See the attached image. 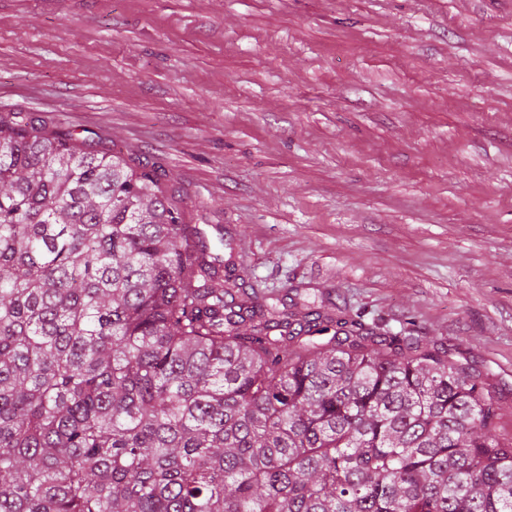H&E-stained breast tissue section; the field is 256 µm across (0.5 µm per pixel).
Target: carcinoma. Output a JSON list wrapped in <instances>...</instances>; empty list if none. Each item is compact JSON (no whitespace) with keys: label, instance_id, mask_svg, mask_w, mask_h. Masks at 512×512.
Listing matches in <instances>:
<instances>
[{"label":"carcinoma","instance_id":"obj_1","mask_svg":"<svg viewBox=\"0 0 512 512\" xmlns=\"http://www.w3.org/2000/svg\"><path fill=\"white\" fill-rule=\"evenodd\" d=\"M162 177L0 117V512H512L480 374L246 287Z\"/></svg>","mask_w":512,"mask_h":512}]
</instances>
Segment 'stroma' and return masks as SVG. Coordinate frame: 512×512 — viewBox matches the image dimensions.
<instances>
[{"label":"stroma","instance_id":"35a3bbf8","mask_svg":"<svg viewBox=\"0 0 512 512\" xmlns=\"http://www.w3.org/2000/svg\"><path fill=\"white\" fill-rule=\"evenodd\" d=\"M160 166L247 284L448 346L512 442V0H0V116Z\"/></svg>","mask_w":512,"mask_h":512}]
</instances>
